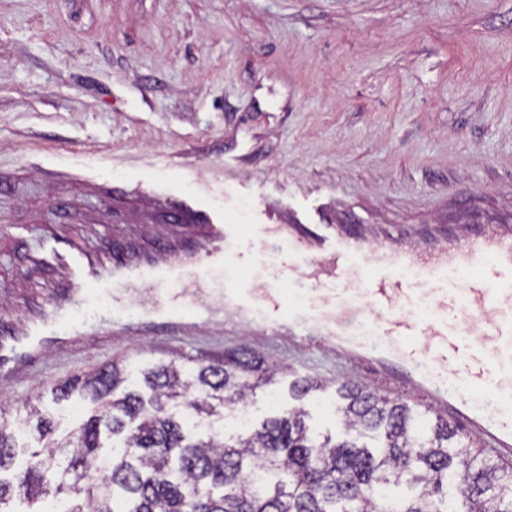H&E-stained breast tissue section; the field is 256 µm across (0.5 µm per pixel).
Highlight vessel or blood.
Masks as SVG:
<instances>
[{
    "instance_id": "b4317fda",
    "label": "vessel or blood",
    "mask_w": 512,
    "mask_h": 512,
    "mask_svg": "<svg viewBox=\"0 0 512 512\" xmlns=\"http://www.w3.org/2000/svg\"><path fill=\"white\" fill-rule=\"evenodd\" d=\"M149 195L166 197L175 217L199 227L201 238L168 242L121 264L102 252L61 248L51 236L41 239L32 265L59 272L61 289L36 305L24 328L0 336V388L31 372L47 337L72 348L90 339L104 348L112 344L113 327L146 331L147 316L135 312L132 298L149 284L156 290L154 311L182 335H191L200 320L217 323L232 315L264 326L258 343L300 362L312 342L325 341L336 369L361 365L375 381L411 389L480 436L495 459L512 461L511 224L479 228L459 241L442 226L438 232L446 242L432 249L389 234L372 239L363 224H275L263 209L255 223L230 224L223 209L184 197L175 182L153 187ZM246 239L282 259L267 287L256 286L253 266L240 250ZM217 267L227 278L213 295L207 280ZM451 275L463 280V288L447 286ZM413 277L438 281L431 291L436 319L404 313ZM326 279L342 285L343 297L324 293ZM296 283L315 295L304 315L295 306ZM102 288L123 294V303L109 316L82 318Z\"/></svg>"
}]
</instances>
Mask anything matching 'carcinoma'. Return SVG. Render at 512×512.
<instances>
[{
	"label": "carcinoma",
	"instance_id": "1",
	"mask_svg": "<svg viewBox=\"0 0 512 512\" xmlns=\"http://www.w3.org/2000/svg\"><path fill=\"white\" fill-rule=\"evenodd\" d=\"M277 368L244 350L195 367L152 364L144 389L110 364L66 382L97 408L58 439L39 407L0 416V506L33 512H512V469L473 452L448 421L359 387H340L345 438L306 423L303 407L236 437H194L189 420L224 418ZM35 423L41 447L14 468L15 428Z\"/></svg>",
	"mask_w": 512,
	"mask_h": 512
}]
</instances>
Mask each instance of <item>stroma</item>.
<instances>
[{
  "mask_svg": "<svg viewBox=\"0 0 512 512\" xmlns=\"http://www.w3.org/2000/svg\"><path fill=\"white\" fill-rule=\"evenodd\" d=\"M178 179L236 224L268 205L279 224L427 228L512 221V0H0V320L19 327L53 273L26 256L48 234L130 250L186 236L137 196ZM236 193L225 197V185ZM247 347L279 365L249 400L254 424L295 404L289 355L225 320L194 342L165 325L115 334L88 359L51 346L0 406L60 411L61 382L121 361L184 363ZM304 404L341 431L337 373L320 348Z\"/></svg>",
  "mask_w": 512,
  "mask_h": 512,
  "instance_id": "stroma-1",
  "label": "stroma"
}]
</instances>
